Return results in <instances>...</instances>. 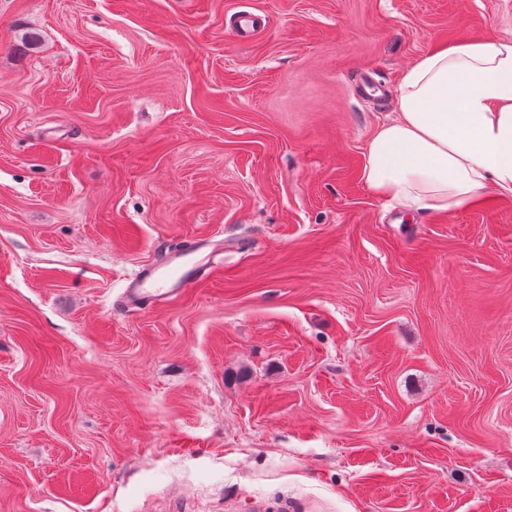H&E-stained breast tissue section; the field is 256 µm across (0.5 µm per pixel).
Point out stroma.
I'll return each mask as SVG.
<instances>
[{"label": "stroma", "instance_id": "obj_1", "mask_svg": "<svg viewBox=\"0 0 512 512\" xmlns=\"http://www.w3.org/2000/svg\"><path fill=\"white\" fill-rule=\"evenodd\" d=\"M508 36L512 0H0V512H512V197L361 179L409 66ZM201 236L206 282L120 307Z\"/></svg>", "mask_w": 512, "mask_h": 512}]
</instances>
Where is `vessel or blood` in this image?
I'll use <instances>...</instances> for the list:
<instances>
[{"mask_svg": "<svg viewBox=\"0 0 512 512\" xmlns=\"http://www.w3.org/2000/svg\"><path fill=\"white\" fill-rule=\"evenodd\" d=\"M210 245V240L197 239L168 252L163 263L141 268L125 284L122 307L131 312L158 308L204 279L211 263L198 259L197 254Z\"/></svg>", "mask_w": 512, "mask_h": 512, "instance_id": "1", "label": "vessel or blood"}]
</instances>
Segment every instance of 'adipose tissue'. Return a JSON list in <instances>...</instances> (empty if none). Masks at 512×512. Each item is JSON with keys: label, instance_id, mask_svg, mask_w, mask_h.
<instances>
[{"label": "adipose tissue", "instance_id": "ef3b65f1", "mask_svg": "<svg viewBox=\"0 0 512 512\" xmlns=\"http://www.w3.org/2000/svg\"><path fill=\"white\" fill-rule=\"evenodd\" d=\"M396 116L374 130L361 170L403 213L512 197V37L430 51L405 72Z\"/></svg>", "mask_w": 512, "mask_h": 512}]
</instances>
